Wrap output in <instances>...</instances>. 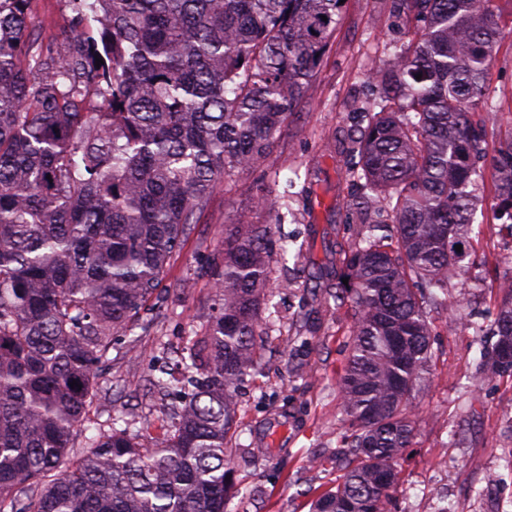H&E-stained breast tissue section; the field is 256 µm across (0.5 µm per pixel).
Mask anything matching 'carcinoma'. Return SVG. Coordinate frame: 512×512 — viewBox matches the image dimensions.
Listing matches in <instances>:
<instances>
[{
	"label": "carcinoma",
	"mask_w": 512,
	"mask_h": 512,
	"mask_svg": "<svg viewBox=\"0 0 512 512\" xmlns=\"http://www.w3.org/2000/svg\"><path fill=\"white\" fill-rule=\"evenodd\" d=\"M67 2L77 29L61 56L32 38L30 0H0V512H226L238 392L261 369L270 326L271 225L248 214L225 225L220 261L200 270L216 315L175 367L154 360L150 385L173 401L140 423L89 413L100 368L161 291L217 182L269 154L340 0ZM394 5L416 26L390 69L367 73L380 100L345 170L384 194L389 223L340 249L327 292L354 316L338 384L348 431L344 472L312 512H390L432 360L425 304L448 305L487 175L512 231V139L484 171L486 121L469 112L498 111L486 93L494 0ZM498 288L488 377L512 375L500 353L512 271Z\"/></svg>",
	"instance_id": "cac0c4a2"
}]
</instances>
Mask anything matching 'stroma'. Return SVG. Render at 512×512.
Wrapping results in <instances>:
<instances>
[{
	"mask_svg": "<svg viewBox=\"0 0 512 512\" xmlns=\"http://www.w3.org/2000/svg\"><path fill=\"white\" fill-rule=\"evenodd\" d=\"M496 6L501 35L487 83L500 111L490 154L512 129V0ZM31 11L38 41L68 52V43L54 39L73 25L65 0H31ZM408 31L392 0H345L323 61L270 154L218 184L171 257L161 295L142 311L133 354L112 357L103 372L112 392L99 403L101 415L147 413L153 358L194 336L212 315L215 289L199 269L219 255L225 225L259 194L291 191L290 208L274 228V273L295 278L296 286L274 290L263 369L242 390L230 512H310L311 501L342 474L337 381L352 318L350 306L326 298L325 290L336 280L337 251L361 230L359 212L372 222L386 216L374 195L347 182L339 149L377 96L367 72L388 65L393 44ZM493 204L488 182L479 194L484 222L472 234V259L448 286L464 294L456 314L429 312L434 357L415 398L422 420L399 467L393 512H512V376L487 380L479 372L495 342L489 328L499 290L491 277L512 270V237L495 220Z\"/></svg>",
	"mask_w": 512,
	"mask_h": 512,
	"instance_id": "1",
	"label": "stroma"
}]
</instances>
